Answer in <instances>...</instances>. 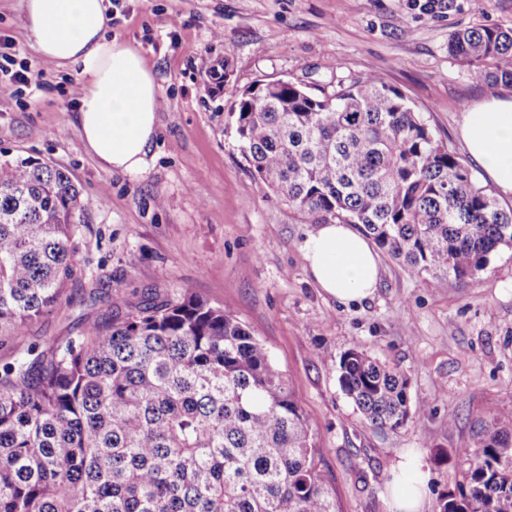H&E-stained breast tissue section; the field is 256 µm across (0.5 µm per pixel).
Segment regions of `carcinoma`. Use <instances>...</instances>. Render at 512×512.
<instances>
[{
	"instance_id": "carcinoma-1",
	"label": "carcinoma",
	"mask_w": 512,
	"mask_h": 512,
	"mask_svg": "<svg viewBox=\"0 0 512 512\" xmlns=\"http://www.w3.org/2000/svg\"><path fill=\"white\" fill-rule=\"evenodd\" d=\"M454 0H407L434 14ZM448 54L512 90V30L448 35ZM262 183L310 224H357L430 285L473 278L512 248V206L480 186L397 87L375 73L328 90L259 81L231 109ZM93 202L38 158L0 155V347L77 278ZM0 368V512H339L314 436L264 344L193 294L131 304ZM338 382L368 425L427 411L408 379L350 349ZM466 484L438 512H512V407L458 448Z\"/></svg>"
}]
</instances>
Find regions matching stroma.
Segmentation results:
<instances>
[{"label": "stroma", "instance_id": "obj_1", "mask_svg": "<svg viewBox=\"0 0 512 512\" xmlns=\"http://www.w3.org/2000/svg\"><path fill=\"white\" fill-rule=\"evenodd\" d=\"M479 26L511 30L512 0H486L481 12L455 0L442 14L406 0H121L109 32L142 50L160 92L145 172L106 170L81 144L78 69H48L39 86L0 98V151L66 170L95 202L68 300L1 346L0 366L104 319L114 281L135 301L195 294L231 309L265 344L308 420L340 512H389L392 471L409 456L429 471L425 512H435L462 481L456 450L475 447L490 417L512 405V250L441 288L382 253L373 298H329L306 268L311 224L257 177L231 109L257 81L325 85L374 71L462 149L463 109L498 87L449 56L448 34ZM0 43L42 64L23 0H0ZM225 61L229 83L209 92V71ZM352 348L404 373L411 402H427L428 413L394 431L367 425L336 373Z\"/></svg>", "mask_w": 512, "mask_h": 512}]
</instances>
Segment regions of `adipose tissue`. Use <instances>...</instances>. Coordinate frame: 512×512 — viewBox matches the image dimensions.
I'll list each match as a JSON object with an SVG mask.
<instances>
[{"instance_id":"1","label":"adipose tissue","mask_w":512,"mask_h":512,"mask_svg":"<svg viewBox=\"0 0 512 512\" xmlns=\"http://www.w3.org/2000/svg\"><path fill=\"white\" fill-rule=\"evenodd\" d=\"M24 12L42 58L80 69L75 128L87 151L107 170L145 171L157 135L158 85L138 49L108 37L105 0H25ZM459 132L499 196L512 198V95L491 94L473 104ZM303 251L310 279L326 295L346 305L373 296L377 255L352 225H317ZM427 479L419 459L400 462L389 482L391 512H421Z\"/></svg>"}]
</instances>
